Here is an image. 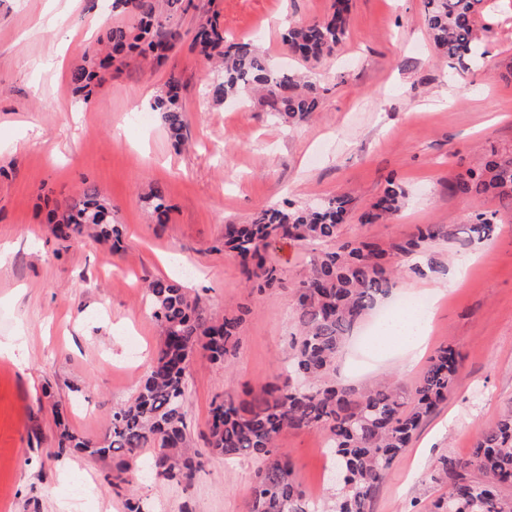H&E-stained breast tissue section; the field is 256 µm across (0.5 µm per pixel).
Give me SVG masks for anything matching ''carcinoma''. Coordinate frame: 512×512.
Returning <instances> with one entry per match:
<instances>
[{
	"label": "carcinoma",
	"instance_id": "1",
	"mask_svg": "<svg viewBox=\"0 0 512 512\" xmlns=\"http://www.w3.org/2000/svg\"><path fill=\"white\" fill-rule=\"evenodd\" d=\"M182 2L112 0V8L133 15L136 25L113 26L105 32V57L95 56L89 65L71 72L75 90L90 96L100 70L122 63L130 53L161 67L176 44L189 37L192 49L222 65L220 77L208 86L214 101L223 103L256 90L276 119L293 123L316 111L326 88L276 68L252 40L226 43L224 31L215 22L181 32L170 19L183 10ZM479 2L425 0L434 47L464 71L467 62L480 56ZM348 16V0H334L333 12L325 20L293 24L283 40L293 56L317 62L343 42ZM180 98L181 84L171 74L151 104L177 145L184 142L187 127ZM455 189L462 193L492 191L512 199V156L489 160L483 171L459 178ZM151 197L156 224L162 226L169 220V206L160 189L152 190ZM402 197L396 180H389L368 218L375 220L397 211ZM350 204L349 196L339 194L315 208H297L290 201L270 205L247 224L224 225L223 247L236 253L248 287L261 292L280 281L278 268L267 259L273 244L336 240ZM48 222L61 239L88 235L112 242L114 251L121 248V231L112 223V204L93 185L85 187L79 197L55 205ZM469 231L471 241L490 239L492 218L485 213L477 215ZM441 234L440 225L422 224L412 238L393 244L388 251L366 242H348L337 252L314 256L309 273L296 288L300 336L294 342L288 376L281 384L261 385L248 401H214L203 433V451L191 448L186 410L189 364L198 350L214 363L228 364L242 318L235 315L215 320L179 284L165 279L150 281L147 299L162 344L135 397L112 411L108 438L102 446L78 436L58 419L56 454L112 455L126 464L144 449L153 448L149 475L176 484L189 483L212 456L258 458L264 465L256 472L248 512H318L317 504L296 483L293 463L278 446V438L286 429L319 428L327 431L329 454L342 471L336 512H367L378 485L409 446L422 420L448 399L462 358L452 345L440 347L409 398L387 379L358 396L351 394L336 384V359L354 323L392 286L391 256L421 252ZM471 465L479 477L463 474ZM439 470L454 476L447 493L454 498L456 512H512V500L502 493L503 488L512 487V413L481 433L471 461L446 457Z\"/></svg>",
	"mask_w": 512,
	"mask_h": 512
}]
</instances>
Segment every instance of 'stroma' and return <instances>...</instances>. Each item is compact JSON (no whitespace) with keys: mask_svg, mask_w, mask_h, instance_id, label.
I'll return each instance as SVG.
<instances>
[{"mask_svg":"<svg viewBox=\"0 0 512 512\" xmlns=\"http://www.w3.org/2000/svg\"><path fill=\"white\" fill-rule=\"evenodd\" d=\"M174 20L188 30L217 20L230 40L253 39L279 69L303 73L325 88L301 123L276 121L263 99L214 105L205 89L214 71L178 44L166 68L128 56L105 75L90 100L71 72L94 53L105 26L128 15L99 14L98 0H0V343L16 361L0 362V505L6 512H126L112 481L116 461L56 456L54 418L80 436L104 442L114 407L127 403L150 365L160 336L144 300L145 284L183 285L215 317L242 314L228 366L196 352L186 403L193 432L203 431L215 397L244 399L276 380L298 332L294 287L314 254L365 240L388 248L421 224L444 231L425 252L398 257L395 284L355 325L336 363V381L362 391L381 376L412 390L429 358L453 345L462 367L446 403L393 462L370 512H433L445 492L436 481L444 457L470 460L481 432L512 410V201L462 193L452 185L483 170L491 155L512 154V0H480L483 51L459 76L432 45L424 0H350L347 35L315 63L290 56L284 22L326 19L333 0H193ZM182 84L187 139L174 146L158 119L138 116L168 72ZM405 191L398 212L369 223L367 212L389 178ZM93 184L112 201L122 249L91 238L57 239L46 198ZM172 211L164 227L151 219L152 189ZM349 194L352 210L338 242H291L270 251L281 282L246 288L237 257L222 247L224 227L245 223L284 199L300 207ZM495 213L490 239L466 242L475 213ZM465 269L463 283L448 278ZM433 303L418 361L368 358L377 317L403 301ZM328 436L287 429L279 437L295 479L331 512ZM253 458L212 457L191 483L148 478L141 460L121 473L151 512H244ZM83 482L88 496L73 494Z\"/></svg>","mask_w":512,"mask_h":512,"instance_id":"obj_1","label":"stroma"}]
</instances>
